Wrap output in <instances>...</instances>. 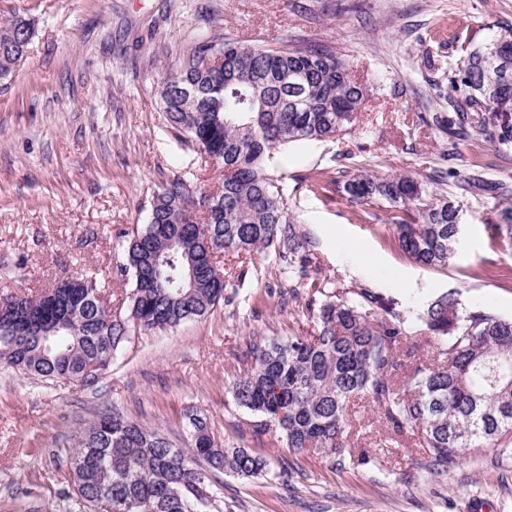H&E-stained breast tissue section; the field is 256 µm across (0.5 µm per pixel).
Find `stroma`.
<instances>
[{"instance_id": "obj_1", "label": "stroma", "mask_w": 512, "mask_h": 512, "mask_svg": "<svg viewBox=\"0 0 512 512\" xmlns=\"http://www.w3.org/2000/svg\"><path fill=\"white\" fill-rule=\"evenodd\" d=\"M35 20L28 54L0 88V295L38 289L81 270L114 266L121 232L145 224L155 193L179 177L213 183L192 143L166 121L162 70L195 40L230 37L252 46L288 39L333 46L368 88L353 131L275 153L288 212L319 278L369 288L406 317L455 292L463 306L512 318V250L492 226L512 202V149L476 131L449 154L431 127L445 111L436 86L461 44L512 25V0H0V22ZM461 208L462 232L447 265L426 267L399 247L401 210L356 202L344 191L363 173L408 174ZM473 175L507 192L468 186ZM228 298L204 317L135 333L99 381L46 382L0 366V512H79L60 491L80 424L110 409L191 443L186 408L204 412L217 443L267 458L273 476L218 475L221 512H512V448L490 447L423 479V448L387 431L366 402L354 405L361 465L313 451L288 452L278 433L255 435L233 382L251 348L309 336L318 324L308 288L285 282L273 250L230 256Z\"/></svg>"}]
</instances>
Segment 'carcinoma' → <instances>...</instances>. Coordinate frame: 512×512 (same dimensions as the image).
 Masks as SVG:
<instances>
[{"mask_svg": "<svg viewBox=\"0 0 512 512\" xmlns=\"http://www.w3.org/2000/svg\"><path fill=\"white\" fill-rule=\"evenodd\" d=\"M33 35L31 19L0 23V82ZM448 111L432 122L455 136L470 128L512 148V121L493 105L512 95V29L461 48L450 68ZM367 88L330 46L281 41L244 45L229 37L194 43L182 63L160 77V97L177 133L220 170L216 185L193 187L176 177L153 196L147 223L123 233V259L108 274L131 281L126 313L99 297L103 273L15 297L0 317V360L45 380L94 385L133 331L174 327L207 314L228 288L219 257L272 248L288 278L312 288L317 333L274 340L252 351L254 363L234 383L236 403L257 417L255 431L276 429L288 451L310 448L342 456L356 427L351 404L366 401L394 433L412 432L425 450L421 470L448 469L479 448L512 439V319L463 306L454 293L424 306L410 322L368 288L328 290L310 275L311 258L288 213L280 179L269 163L295 142H321L353 129ZM346 192L407 212L399 246L416 262L444 266L457 243L448 199L421 205L427 186L409 175L364 174ZM496 234L512 246V205ZM196 286L183 281L188 265ZM63 324L42 349L38 325ZM423 338L442 363L406 364ZM192 446L103 410L79 427L67 465L72 492L89 512H211L222 489L212 480L231 471L269 472L252 451L218 447L206 416L193 415Z\"/></svg>", "mask_w": 512, "mask_h": 512, "instance_id": "cac0c4a2", "label": "carcinoma"}]
</instances>
